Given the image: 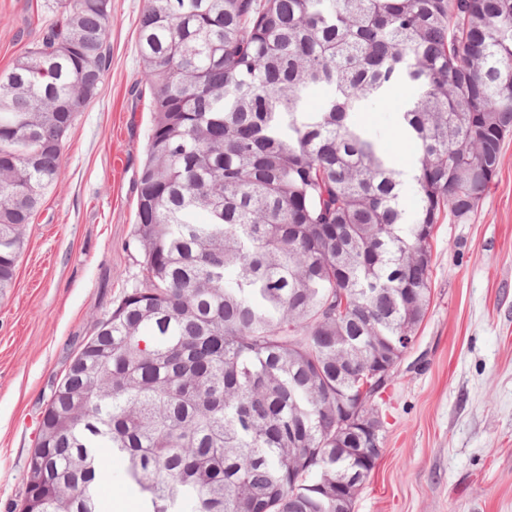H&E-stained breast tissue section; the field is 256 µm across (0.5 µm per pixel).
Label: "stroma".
<instances>
[{
    "mask_svg": "<svg viewBox=\"0 0 512 512\" xmlns=\"http://www.w3.org/2000/svg\"><path fill=\"white\" fill-rule=\"evenodd\" d=\"M55 0H0V72L38 40ZM146 0H111V64L65 138L0 293V512L26 491L43 412L97 320L141 275L138 180L151 127L137 23ZM408 86L361 118L400 154ZM382 454L353 512H512V134L464 222L432 240L430 303L384 395Z\"/></svg>",
    "mask_w": 512,
    "mask_h": 512,
    "instance_id": "stroma-1",
    "label": "stroma"
}]
</instances>
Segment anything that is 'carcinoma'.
<instances>
[{"instance_id": "carcinoma-1", "label": "carcinoma", "mask_w": 512, "mask_h": 512, "mask_svg": "<svg viewBox=\"0 0 512 512\" xmlns=\"http://www.w3.org/2000/svg\"><path fill=\"white\" fill-rule=\"evenodd\" d=\"M110 30L111 0H56L0 73V291ZM137 50L153 102L141 280L51 395L20 506L105 512L109 448L142 512H336L324 474L362 485L373 469L336 444L354 370L409 349L435 224L468 219L512 132V0H147ZM399 83L411 219L353 121Z\"/></svg>"}]
</instances>
